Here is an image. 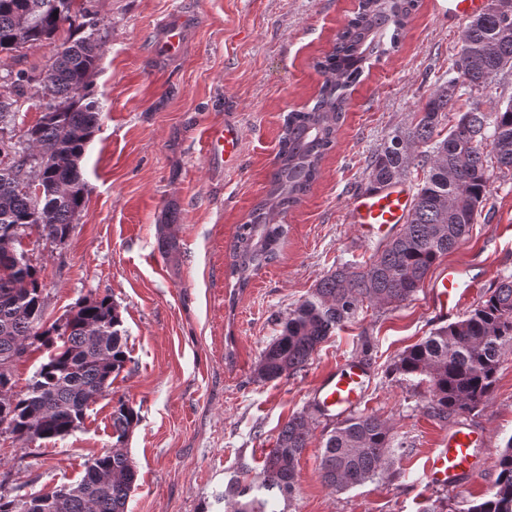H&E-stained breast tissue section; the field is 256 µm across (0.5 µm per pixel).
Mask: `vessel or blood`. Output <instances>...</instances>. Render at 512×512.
<instances>
[{
    "label": "vessel or blood",
    "instance_id": "b4317fda",
    "mask_svg": "<svg viewBox=\"0 0 512 512\" xmlns=\"http://www.w3.org/2000/svg\"><path fill=\"white\" fill-rule=\"evenodd\" d=\"M186 22L177 19L163 24L159 42L166 52L179 47ZM215 158H233L240 154V134L234 125L212 131L208 147ZM412 194L408 185L400 183L377 189L361 187L354 190L347 201L350 223L356 224L369 239L386 236L396 226L405 223ZM465 270L452 264L439 275L434 284L440 313L454 315L465 301L460 285ZM367 372L357 361H345L336 371L328 373L318 386L314 401L328 411L344 416L359 407L366 395ZM474 437L466 428L449 433L431 449L423 464L424 477L429 487L457 488L460 481L476 469L473 454Z\"/></svg>",
    "mask_w": 512,
    "mask_h": 512
}]
</instances>
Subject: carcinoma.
I'll list each match as a JSON object with an SVG mask.
<instances>
[{
    "instance_id": "carcinoma-1",
    "label": "carcinoma",
    "mask_w": 512,
    "mask_h": 512,
    "mask_svg": "<svg viewBox=\"0 0 512 512\" xmlns=\"http://www.w3.org/2000/svg\"><path fill=\"white\" fill-rule=\"evenodd\" d=\"M76 0H0V54L54 39L63 26L83 33L60 45L40 80L43 113L25 133L26 147L0 161V426L25 440H51L79 428L94 397L112 387L128 357L121 315L109 298L77 303L61 326L44 328L38 270L16 243L37 229L67 240L84 210L87 186L80 161L102 112L91 76L100 58L97 20ZM418 0H362L337 34L333 51L315 63L323 76L312 107L288 113L265 196L239 225L229 247V275L245 288L275 262L288 235L285 217L311 190L325 154L344 122L347 90L365 64L397 46ZM457 76L435 87L415 122L396 130L372 158L368 180L386 185L425 169L406 224L363 269L342 265L324 275L314 292L283 322L281 334L260 355L256 379L268 382L304 370L318 346L355 318L363 304H400L423 288L436 262L470 234L491 184L486 149L497 169L512 173V98L481 109L475 100L448 130L441 129L460 89L474 96L512 69V11L472 19L460 32ZM48 360L24 392L13 391L11 369L34 344ZM512 348V277L461 319L435 329L395 362L403 376L429 385L428 411L441 421L469 413L493 390L498 365ZM138 412L124 401L112 411V449L85 465L77 482L35 492L29 504L0 495V512H127L137 471L125 442ZM313 418L300 412L281 428L262 469L248 484L230 483L224 496L239 499L235 512H284ZM390 428L377 415H350L328 431L319 458L323 483L344 491L372 481L390 465ZM495 491L466 512H512V438L496 458Z\"/></svg>"
}]
</instances>
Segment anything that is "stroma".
Instances as JSON below:
<instances>
[{"mask_svg":"<svg viewBox=\"0 0 512 512\" xmlns=\"http://www.w3.org/2000/svg\"><path fill=\"white\" fill-rule=\"evenodd\" d=\"M99 20L101 55L92 90L101 128L80 164L84 211L56 244L28 233L22 241L40 272L45 321L64 324L82 299L107 296L126 332L128 361L109 394L91 403L83 425L54 440L24 441L0 431V494L20 496L70 485L112 447L118 402L139 415L125 448L138 473L128 512H226L222 494L242 469L259 471L288 419L311 412L322 377L343 360L369 373L358 411L384 419L406 451L381 478L338 492L318 471L335 417L315 415L286 512H420L438 499L462 512L487 497L495 459L512 438V350L500 360L489 400L439 421L426 410V384L395 374L399 355L448 317L430 287L399 305H363L336 329L307 367L290 378L255 379L262 350L288 313L337 266L371 262L378 240L345 220L349 194L369 174L374 152L411 127L437 80L447 78L465 19L448 0H420L395 51L371 58L348 92L345 121L310 192L285 218L278 261L247 288L228 275V246L265 194L285 115L313 106L322 75L317 60L357 0H88ZM191 17L184 43L164 55L160 26ZM58 41L0 54V77L25 73V94L0 142L14 145L41 117L39 79ZM231 123L242 136L240 161H215L207 137ZM173 239L174 249L160 247ZM463 264L470 311L512 276V175L494 173L469 237L440 260ZM459 427L476 432L477 469L454 490L428 487L424 454Z\"/></svg>","mask_w":512,"mask_h":512,"instance_id":"1","label":"stroma"}]
</instances>
